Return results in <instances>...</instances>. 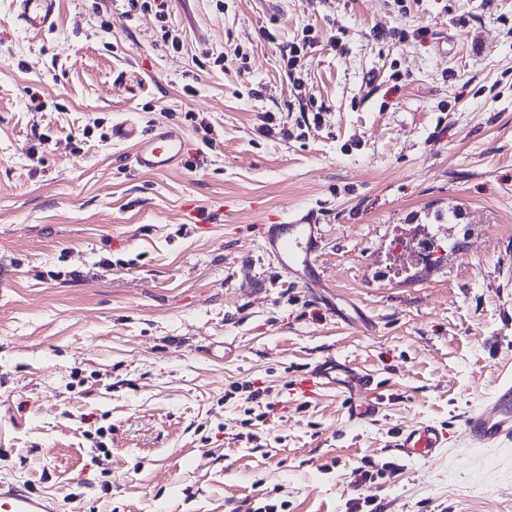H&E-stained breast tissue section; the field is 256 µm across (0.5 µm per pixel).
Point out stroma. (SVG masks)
<instances>
[{
    "mask_svg": "<svg viewBox=\"0 0 512 512\" xmlns=\"http://www.w3.org/2000/svg\"><path fill=\"white\" fill-rule=\"evenodd\" d=\"M125 120L182 132L179 165L139 170ZM306 213L373 331L263 253ZM0 275V481L59 512H512V447L457 428L512 371V0H59L39 35L0 0ZM328 356L380 381L375 420L291 399ZM416 422L451 429L436 459L388 450ZM313 45L314 39L306 34L301 43H292L281 48L282 66L289 78H294L296 72L304 67L308 59L307 49H312Z\"/></svg>",
    "mask_w": 512,
    "mask_h": 512,
    "instance_id": "1",
    "label": "stroma"
}]
</instances>
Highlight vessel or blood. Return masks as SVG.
Returning a JSON list of instances; mask_svg holds the SVG:
<instances>
[{
    "instance_id": "vessel-or-blood-1",
    "label": "vessel or blood",
    "mask_w": 512,
    "mask_h": 512,
    "mask_svg": "<svg viewBox=\"0 0 512 512\" xmlns=\"http://www.w3.org/2000/svg\"><path fill=\"white\" fill-rule=\"evenodd\" d=\"M57 0H15L16 16L21 24L37 32L56 26ZM112 141L134 148L137 168L163 171L175 167L184 149L183 134L173 128L156 126L144 129L139 123L113 124ZM320 225L307 220L269 225L263 251L270 261L293 279L307 294L323 301L335 316L348 324L371 330L373 321L357 304L333 290L319 270L316 258L322 248ZM334 386L343 397L348 421L357 424L375 417L380 411V385L374 376L333 357L316 363L290 392L297 399L311 398L324 386ZM461 428L471 446L479 448L512 445V376L502 377L495 392L483 404L463 414ZM447 428L432 423H415L394 435L390 448L405 460L430 459L447 447ZM55 501L43 494L14 484H0V512H56Z\"/></svg>"
}]
</instances>
